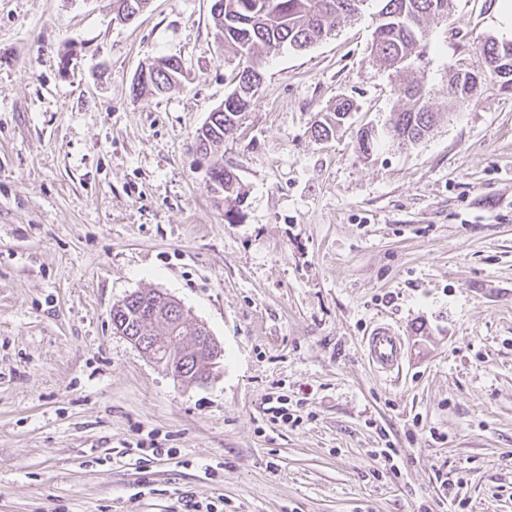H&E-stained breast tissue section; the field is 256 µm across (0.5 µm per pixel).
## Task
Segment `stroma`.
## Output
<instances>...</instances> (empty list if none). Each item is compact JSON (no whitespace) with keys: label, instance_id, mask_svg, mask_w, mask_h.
<instances>
[{"label":"stroma","instance_id":"1","mask_svg":"<svg viewBox=\"0 0 512 512\" xmlns=\"http://www.w3.org/2000/svg\"><path fill=\"white\" fill-rule=\"evenodd\" d=\"M499 4L431 25L410 78L450 115L368 157L358 129L400 100L370 16L260 57L229 220L195 145L238 71L212 0L127 24L112 0H0V512H512V90L456 106L446 82L506 40ZM168 57L181 84L135 94ZM342 97L358 112L316 138ZM144 289L220 344L206 381L115 334ZM380 325L407 345L392 375ZM366 340L369 359L378 370L390 372L401 366L406 356V345L391 328L378 327Z\"/></svg>","mask_w":512,"mask_h":512}]
</instances>
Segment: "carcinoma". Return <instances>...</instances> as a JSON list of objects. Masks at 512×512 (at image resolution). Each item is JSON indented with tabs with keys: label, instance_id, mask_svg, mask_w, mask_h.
<instances>
[{
	"label": "carcinoma",
	"instance_id": "obj_1",
	"mask_svg": "<svg viewBox=\"0 0 512 512\" xmlns=\"http://www.w3.org/2000/svg\"><path fill=\"white\" fill-rule=\"evenodd\" d=\"M372 12L375 28L372 33L370 58L379 69L397 75L413 68L429 44L426 21L435 19L448 22L453 0H224V16L213 18L214 28L224 30L221 41L224 51L239 59L233 88L224 99V112L208 127L196 131L195 138H204L208 154H217L224 139L234 135L240 121L252 104L254 90L261 84V73L253 58L261 52L269 53L287 45L295 50H305L322 41L348 18ZM474 63L456 68L448 73V99L457 104L469 102L479 82L496 80L504 87H512V42L488 39L475 47ZM157 75L150 90L166 93L179 86L176 68L170 59L156 64ZM480 73V81L469 79L468 73ZM401 94L408 100L406 106L392 110L384 128L362 127L358 131L357 146L363 155H370L380 141L386 140L402 146L416 145L429 136L440 112L434 109L429 94L419 85L402 87ZM358 110L356 103L344 98L336 103L333 116L314 127L318 138H329ZM210 181L222 193V199L243 202L246 191L234 168L215 160L208 169ZM151 292L127 296L112 307V326L116 333L137 335L142 329H156L161 321H152L148 311L153 309ZM196 327L187 322L167 328V335L180 337V344L188 351L192 366L206 372L205 355L196 349L193 336ZM150 358L162 364L177 378L184 372L179 364L171 362L168 349L159 345Z\"/></svg>",
	"mask_w": 512,
	"mask_h": 512
}]
</instances>
